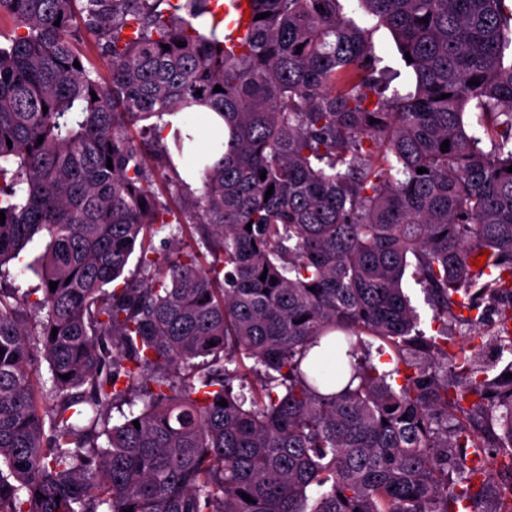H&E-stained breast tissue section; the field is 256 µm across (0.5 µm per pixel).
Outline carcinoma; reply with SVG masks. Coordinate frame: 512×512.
Instances as JSON below:
<instances>
[{"mask_svg":"<svg viewBox=\"0 0 512 512\" xmlns=\"http://www.w3.org/2000/svg\"><path fill=\"white\" fill-rule=\"evenodd\" d=\"M254 2L231 49L213 0H0V267L47 239L0 288V512H486L512 479V0H354L407 86L342 0ZM198 106L229 138L196 196L159 121ZM167 227L199 239L160 261ZM490 309L498 372L453 332ZM372 40L376 52L383 58V64L393 71L401 72V76L396 82L409 80L410 71L405 67L394 38L389 30L383 27L376 29L372 34ZM80 48L87 59L96 66L103 83H107L110 79V70L107 66V61L104 60L101 55L94 37L88 33L82 32ZM44 250V243L40 238H35L30 242L21 254L20 263L9 266V271H6L2 279V284L6 283L11 288H20L19 293L22 294L27 288H33L37 283L38 279L30 271L22 273L20 271L24 265L35 258H37ZM404 288H406V293L411 298L412 305L416 307L421 316V328L431 330V325L432 327L437 326L436 322L431 323L433 311L425 302L424 293L421 291L420 287L415 284L410 275L404 280Z\"/></svg>","mask_w":512,"mask_h":512,"instance_id":"cac0c4a2","label":"carcinoma"}]
</instances>
